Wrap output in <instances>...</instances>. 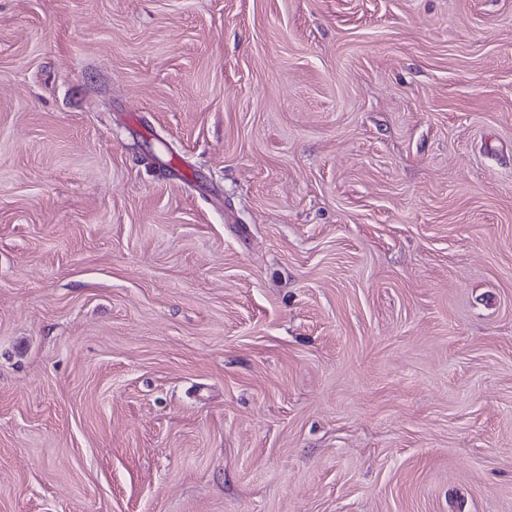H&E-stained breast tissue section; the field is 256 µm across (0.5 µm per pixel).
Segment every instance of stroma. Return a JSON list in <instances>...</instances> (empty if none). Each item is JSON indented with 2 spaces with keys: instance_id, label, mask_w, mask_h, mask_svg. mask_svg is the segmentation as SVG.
Wrapping results in <instances>:
<instances>
[{
  "instance_id": "obj_1",
  "label": "stroma",
  "mask_w": 512,
  "mask_h": 512,
  "mask_svg": "<svg viewBox=\"0 0 512 512\" xmlns=\"http://www.w3.org/2000/svg\"><path fill=\"white\" fill-rule=\"evenodd\" d=\"M0 512H512V0H0Z\"/></svg>"
}]
</instances>
